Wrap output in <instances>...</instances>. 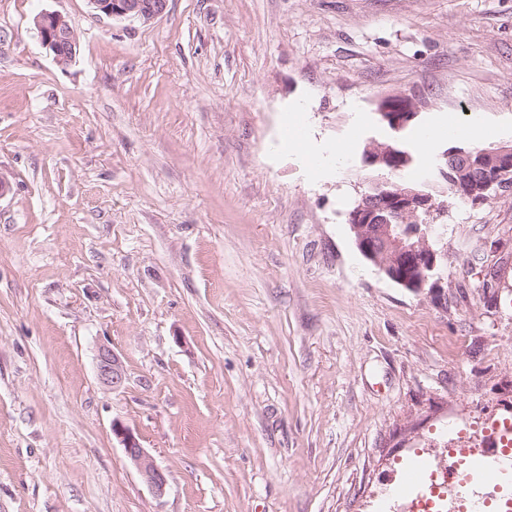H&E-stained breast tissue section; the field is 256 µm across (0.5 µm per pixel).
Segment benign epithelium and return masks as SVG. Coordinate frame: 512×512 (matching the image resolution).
Here are the masks:
<instances>
[{"mask_svg":"<svg viewBox=\"0 0 512 512\" xmlns=\"http://www.w3.org/2000/svg\"><path fill=\"white\" fill-rule=\"evenodd\" d=\"M90 7L112 19H137L149 22L162 16L168 0H88ZM42 45L59 65L72 62L80 48L79 39L65 16L44 12L35 18ZM382 119L396 131L420 115V106L411 97L397 95L383 99L377 109ZM492 159L486 190L493 194L512 191V143L483 151ZM364 164L381 174L370 191L362 195L350 217L355 243L360 253L378 266L389 280L413 291L429 288L432 300L442 303L444 278L431 280L442 254L432 248L431 231L411 232L407 224L419 223L420 215H433L445 207L429 184L398 183L390 176L403 165V156L387 143L369 140L363 150ZM100 381L117 390L123 386L125 372L119 356L101 348L96 357ZM112 436L141 479L157 495L165 492L168 478L142 447L134 433L118 421L112 422Z\"/></svg>","mask_w":512,"mask_h":512,"instance_id":"obj_1","label":"benign epithelium"}]
</instances>
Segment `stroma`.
I'll use <instances>...</instances> for the list:
<instances>
[{"label":"stroma","instance_id":"1","mask_svg":"<svg viewBox=\"0 0 512 512\" xmlns=\"http://www.w3.org/2000/svg\"><path fill=\"white\" fill-rule=\"evenodd\" d=\"M43 11L79 38L67 66ZM401 93L511 143L512 0H169L147 23L0 0V512H408L414 450L491 447L512 193L439 216L443 304L380 273L348 217ZM288 124L308 150H278ZM42 45L59 65L72 62L80 48L79 39L65 16L57 12H44L35 18ZM96 369L100 381L112 387L120 389L123 386L125 372L119 356L109 348H101L96 357ZM112 436L120 443L141 479L154 493L162 495L168 483L167 474L149 457L134 433L116 421L112 424Z\"/></svg>","mask_w":512,"mask_h":512}]
</instances>
